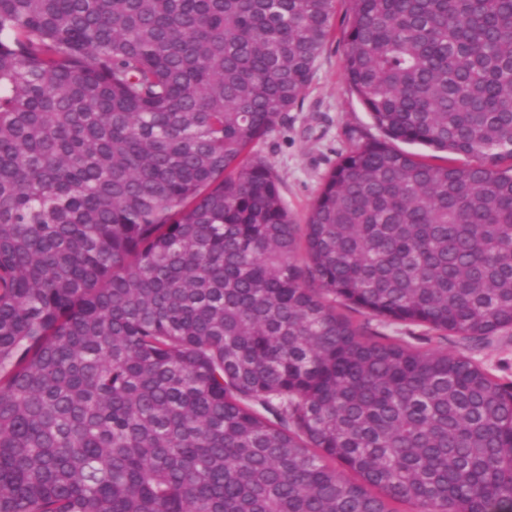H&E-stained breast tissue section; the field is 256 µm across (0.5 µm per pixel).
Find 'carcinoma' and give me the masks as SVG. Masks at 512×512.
I'll use <instances>...</instances> for the list:
<instances>
[{
	"label": "carcinoma",
	"mask_w": 512,
	"mask_h": 512,
	"mask_svg": "<svg viewBox=\"0 0 512 512\" xmlns=\"http://www.w3.org/2000/svg\"><path fill=\"white\" fill-rule=\"evenodd\" d=\"M334 2L0 0V512H512V375L431 347L512 328V0H348L384 138L299 224Z\"/></svg>",
	"instance_id": "carcinoma-1"
}]
</instances>
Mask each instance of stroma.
<instances>
[{
	"instance_id": "obj_1",
	"label": "stroma",
	"mask_w": 512,
	"mask_h": 512,
	"mask_svg": "<svg viewBox=\"0 0 512 512\" xmlns=\"http://www.w3.org/2000/svg\"><path fill=\"white\" fill-rule=\"evenodd\" d=\"M347 8V0H337L334 36L317 59L310 87L302 104L292 111L291 122L255 146L277 170L282 199L300 221L340 154L353 144L382 136L343 81Z\"/></svg>"
}]
</instances>
